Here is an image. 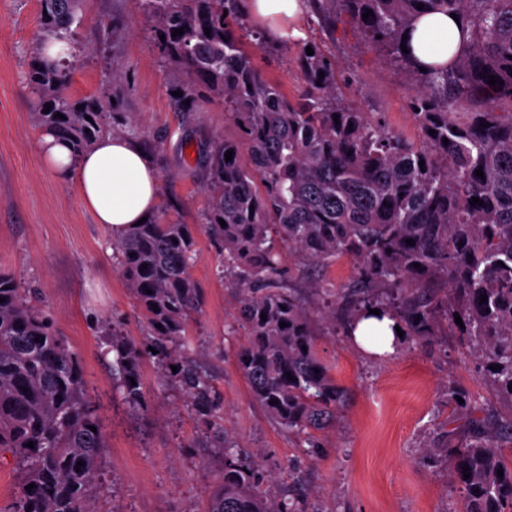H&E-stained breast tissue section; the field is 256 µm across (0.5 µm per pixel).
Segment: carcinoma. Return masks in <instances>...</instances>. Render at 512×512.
<instances>
[{
  "instance_id": "1",
  "label": "carcinoma",
  "mask_w": 512,
  "mask_h": 512,
  "mask_svg": "<svg viewBox=\"0 0 512 512\" xmlns=\"http://www.w3.org/2000/svg\"><path fill=\"white\" fill-rule=\"evenodd\" d=\"M78 2L40 0L41 41L66 43L69 58L54 67L36 56L29 72L35 127L68 140L76 152L115 132L110 101L67 92L80 57ZM140 2L165 36L161 54L184 73L181 105L192 111L204 85L224 96L242 132L215 147L204 224L224 243V278L238 292L236 321L247 336L238 368L271 417L308 434L314 448L313 432L336 419L345 399L314 352L312 322L286 283L276 237L309 267L353 259L355 276L339 292V311L326 314L346 329L361 311L378 309L404 335L427 341L436 335L438 313L458 314L496 396L512 404V0H307L320 24L358 29L409 77L417 141L346 103L336 69L314 44L298 48L306 90L288 99L235 34L246 17L244 0ZM427 13L459 17L463 37L448 63L422 72L401 46H409L402 36ZM178 28L184 33L172 36ZM492 75L499 80L493 86ZM474 197L484 204H470ZM195 246L191 225L163 210L112 240L152 331L151 347L178 368L170 376L217 430L224 475L210 491L208 512H296L260 491L259 465L242 461L214 421L218 405L207 378L178 360L186 323L203 301L190 272ZM111 348L117 390L139 408L146 350L116 333ZM508 444L512 411L454 450L461 512H512ZM106 448L78 355L37 294L0 269V452L12 454L20 474L10 512H98Z\"/></svg>"
}]
</instances>
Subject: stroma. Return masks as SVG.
<instances>
[{
	"label": "stroma",
	"mask_w": 512,
	"mask_h": 512,
	"mask_svg": "<svg viewBox=\"0 0 512 512\" xmlns=\"http://www.w3.org/2000/svg\"><path fill=\"white\" fill-rule=\"evenodd\" d=\"M39 13V0H0V268L40 292L100 405L108 448L99 512H207L224 456L211 447L209 425L170 377L167 360L145 357L142 409L130 410L113 388L105 342L115 334L141 345L150 338L111 232L38 155L28 71L40 38ZM78 17L81 64L69 92L113 98V111L128 116L138 138L153 145L161 206L170 219L195 227L191 272L204 304L187 325L183 362L208 376L224 429L267 475V495L278 500L293 493L296 512H459L453 458L426 454L461 446L471 435L472 417L454 414L449 388L469 395L476 416L511 409L495 397L462 328L441 327L426 342L404 338L386 358L365 355L322 318L328 299L312 288L295 254L282 250L315 326L314 351L346 394L336 422L317 432V448L288 433L255 400L238 369L246 335L234 326L235 291L224 280L222 246L202 221L211 152L221 139L240 138V128L223 96L205 88L202 111H182L174 96L180 77L162 58L158 33L137 0H82ZM295 26L335 64L347 102L418 138L410 82L383 52L353 27L328 33L307 11ZM297 52L296 44L274 41L253 53L255 67L290 97L304 89Z\"/></svg>",
	"instance_id": "obj_1"
}]
</instances>
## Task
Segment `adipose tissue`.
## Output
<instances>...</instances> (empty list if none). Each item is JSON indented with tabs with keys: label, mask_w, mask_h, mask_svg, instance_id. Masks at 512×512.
<instances>
[{
	"label": "adipose tissue",
	"mask_w": 512,
	"mask_h": 512,
	"mask_svg": "<svg viewBox=\"0 0 512 512\" xmlns=\"http://www.w3.org/2000/svg\"><path fill=\"white\" fill-rule=\"evenodd\" d=\"M245 9L260 19L270 37L287 36L288 25L304 9L303 0H246ZM460 26L454 17L422 16L410 39L418 63L442 64L456 52ZM38 151L43 166L64 184H74L83 208L95 222L113 233L153 213L159 203V178L153 160L128 137L104 136L90 148L74 153L54 135H42ZM389 316L365 313L349 330L353 344L364 354H393L401 339Z\"/></svg>",
	"instance_id": "1"
}]
</instances>
